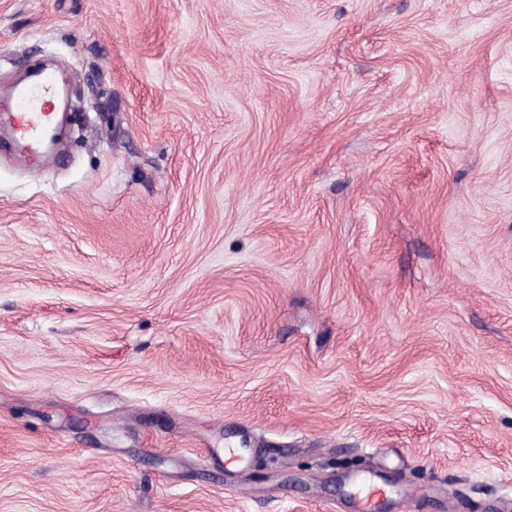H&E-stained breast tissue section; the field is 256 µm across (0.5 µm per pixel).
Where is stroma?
I'll use <instances>...</instances> for the list:
<instances>
[{
    "label": "stroma",
    "instance_id": "stroma-1",
    "mask_svg": "<svg viewBox=\"0 0 512 512\" xmlns=\"http://www.w3.org/2000/svg\"><path fill=\"white\" fill-rule=\"evenodd\" d=\"M46 59L0 512H512V0H0Z\"/></svg>",
    "mask_w": 512,
    "mask_h": 512
}]
</instances>
